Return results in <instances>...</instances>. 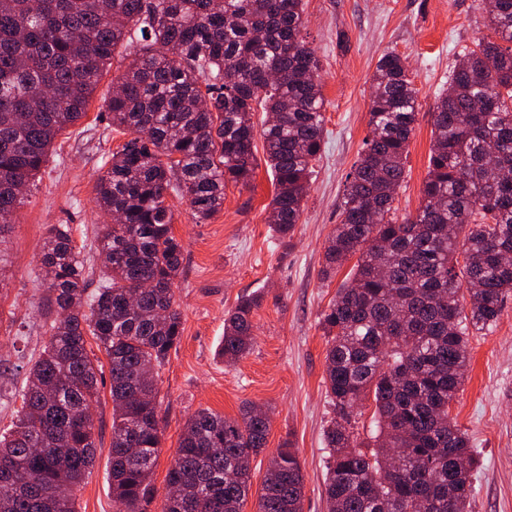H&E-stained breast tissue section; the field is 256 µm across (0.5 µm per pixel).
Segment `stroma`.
Listing matches in <instances>:
<instances>
[{
  "mask_svg": "<svg viewBox=\"0 0 512 512\" xmlns=\"http://www.w3.org/2000/svg\"><path fill=\"white\" fill-rule=\"evenodd\" d=\"M303 18L321 64L325 134L293 235L283 239L269 228L273 175L263 163L251 189L226 185L223 208L205 222L196 221L181 197L166 198L184 249L174 284L183 335L159 371L164 436L153 468L151 512L161 510L189 416L208 408L237 419L248 402L268 409L271 426L265 452L252 461L243 512H257L268 458L285 443L297 449L303 465V512H326L323 428L332 409L319 318L341 280L323 281L320 271L327 237L339 222L346 175L369 133L371 77L380 55L393 51L406 59L417 90L415 131L394 202L398 215L412 214L427 177L435 99L458 51L483 31L485 13L479 0H304ZM120 70L117 62L107 68L85 115L55 139L14 224L0 232V430L14 420L13 392L49 339L37 272L50 229L67 225L93 267L102 265L96 237L110 218L99 209L94 187L106 160L130 137L110 127L104 108ZM251 295L262 298L252 317L253 347L239 361L224 362L218 354L224 318ZM450 415L477 452L469 512H512V299L492 333L470 337L467 378ZM93 421L95 462L77 493L78 510L118 512L108 479L112 401L106 374Z\"/></svg>",
  "mask_w": 512,
  "mask_h": 512,
  "instance_id": "1",
  "label": "stroma"
}]
</instances>
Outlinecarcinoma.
<instances>
[{"mask_svg":"<svg viewBox=\"0 0 512 512\" xmlns=\"http://www.w3.org/2000/svg\"><path fill=\"white\" fill-rule=\"evenodd\" d=\"M303 0H0V224L12 223L56 137L85 115L120 47L136 45L104 100L110 126L131 138L105 162L97 204L120 217L97 236V288L68 227L40 252L50 337L30 367L16 421L0 434V512H78L96 451V339L109 359L110 481L119 512H148L161 445L157 369L181 340L173 284L183 246L168 192L198 221L224 205L231 182L252 185L253 113L274 194L272 230L300 223L324 132L320 61ZM488 33L465 47L438 95L428 173L417 212L395 218L414 132L417 90L406 59L383 53L372 75L369 133L346 177L340 222L324 250L330 280L355 260L323 311L324 383L334 416L327 512H468L474 450L450 417L467 371L469 337L497 327L512 298V0H494ZM257 296L224 319L220 355L251 349ZM375 402L376 449L358 443L356 417ZM270 418L208 409L186 422L161 512H243L251 462ZM296 452L268 460L257 512H303Z\"/></svg>","mask_w":512,"mask_h":512,"instance_id":"1","label":"carcinoma"}]
</instances>
